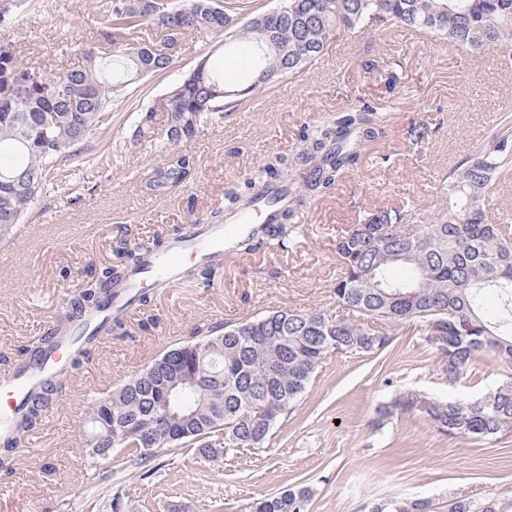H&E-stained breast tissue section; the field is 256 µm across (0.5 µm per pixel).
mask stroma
<instances>
[{"mask_svg":"<svg viewBox=\"0 0 512 512\" xmlns=\"http://www.w3.org/2000/svg\"><path fill=\"white\" fill-rule=\"evenodd\" d=\"M98 0H53L28 13L17 28L0 29L24 65L62 75L80 65L79 46L110 50V38L93 30ZM327 45L318 64L257 95L250 108L199 129L181 150L196 159L190 179L172 192L149 191L167 156L159 135L136 138L141 120L133 103L164 93L157 76L129 88L130 102L112 114L104 157L53 173L54 190L27 218L29 238L0 242V356L36 343L92 266L113 261L112 241L126 234L170 237L174 228L223 207L226 186L241 182L267 156L299 150L301 126L365 102L391 105L385 142L368 145L358 169L311 209L303 234L288 247L270 241L251 254L224 252L213 285L153 289L127 333L100 345L92 360L69 374L61 405L14 450L11 476L0 475V512H91L107 493L90 478L83 441L89 406L172 346L189 340L196 324L237 323L285 308L335 312L331 287L341 267L334 242L364 209L411 202L431 210L448 165L467 153L512 108V69L496 51L471 58L401 31L360 37L355 57ZM432 131L411 142V120ZM392 154L384 168L375 157ZM512 379V364L484 354L470 376L449 384L434 350L414 326H405L394 349L372 356L338 352L327 357L302 398L281 417L264 447L203 461L189 454L158 460L155 482L113 465L131 512H167L170 503L190 512H249L266 495L304 486L308 512H364L367 503L425 499L434 512L452 500L512 503V427L482 440L452 437L419 414L382 407L406 390L445 400H472Z\"/></svg>","mask_w":512,"mask_h":512,"instance_id":"obj_1","label":"stroma"}]
</instances>
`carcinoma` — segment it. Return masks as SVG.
Returning a JSON list of instances; mask_svg holds the SVG:
<instances>
[{
	"instance_id": "obj_1",
	"label": "carcinoma",
	"mask_w": 512,
	"mask_h": 512,
	"mask_svg": "<svg viewBox=\"0 0 512 512\" xmlns=\"http://www.w3.org/2000/svg\"><path fill=\"white\" fill-rule=\"evenodd\" d=\"M39 0H8L0 6V27L11 28ZM94 29L112 35L107 66L95 51L83 50V63L61 76L36 75L15 48L0 44V241L25 223L32 205L50 190L62 162L86 163L95 141L112 124V112L128 88L167 70L188 37L207 45L245 46L253 62L249 79L224 82V71L208 55L176 77L166 91L142 100L137 135L153 133L151 122L164 114L166 145L189 141L199 128L247 110L257 93H274L294 75L318 64L329 42L363 33L408 30L461 52L478 56L498 49L512 56V0H279L267 9L258 0H104ZM145 27L157 40L137 33ZM388 113L371 104L299 131L300 149L277 155L225 193L224 208L211 212L210 224H228L248 210L263 221L233 244L252 252L266 240L292 243L316 201L357 168L369 143L387 137ZM194 157L172 154L149 184L160 195L183 183ZM512 179V113L503 112L486 135L441 179L443 197L432 217L414 220V206H379L336 238L342 268L332 285L336 314L317 308L281 309L222 327L197 325L192 340L155 358L111 394L94 401L86 420L85 447L96 467L92 479L112 480V460L121 457L150 482L160 454L185 451L210 460L259 449L277 419L289 413L327 355L344 351L372 355L387 350L406 325H415L436 352L448 382L466 378L484 352L512 363V232L497 215L494 190ZM162 240L131 244L116 239L118 265H101L71 296L38 343L24 349L25 359L10 360L13 374L31 358L46 357L72 326L82 328L65 372L48 375L12 419L14 437L38 429L46 403L65 386L67 373L89 359L106 336L125 334L120 317L102 319L108 303L127 288L161 253ZM216 274L210 260L183 277L208 288ZM439 333L437 342L430 339ZM183 374L198 380L186 388L178 407L162 417V387ZM418 413L440 431L456 437L486 439L512 426V381L470 401H442L406 391L382 411ZM140 425L121 440L115 420ZM108 464L103 470L100 463ZM304 488L267 495L254 503L258 512H307ZM368 512H431L430 502L385 500ZM448 512H504L489 498L477 507L461 499Z\"/></svg>"
}]
</instances>
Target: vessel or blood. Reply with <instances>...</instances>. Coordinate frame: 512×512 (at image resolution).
<instances>
[{"instance_id":"obj_1","label":"vessel or blood","mask_w":512,"mask_h":512,"mask_svg":"<svg viewBox=\"0 0 512 512\" xmlns=\"http://www.w3.org/2000/svg\"><path fill=\"white\" fill-rule=\"evenodd\" d=\"M246 230L247 227L243 224L214 226L206 236L171 246L150 263L143 271L142 277L164 288L176 287L181 279L186 254H199L206 257L223 252L226 245L232 244L233 240ZM69 349V344H62L50 359L38 362L23 374L0 380V392L7 398L6 404L0 407V435L10 432L14 413L26 396L38 386L40 380L48 373L59 371Z\"/></svg>"}]
</instances>
